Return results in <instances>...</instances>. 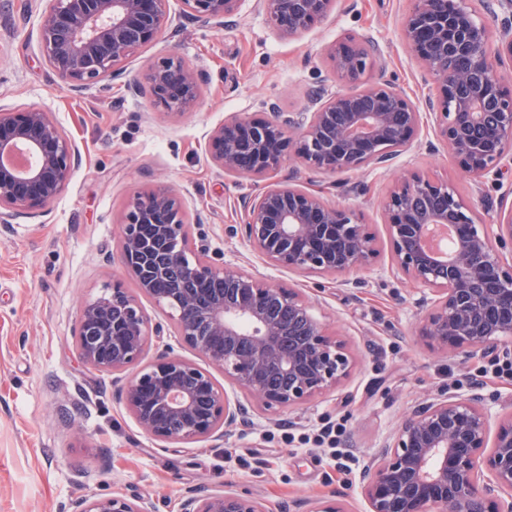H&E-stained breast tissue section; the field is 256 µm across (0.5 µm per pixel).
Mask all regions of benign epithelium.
Wrapping results in <instances>:
<instances>
[{
	"label": "benign epithelium",
	"mask_w": 512,
	"mask_h": 512,
	"mask_svg": "<svg viewBox=\"0 0 512 512\" xmlns=\"http://www.w3.org/2000/svg\"><path fill=\"white\" fill-rule=\"evenodd\" d=\"M169 0H45L41 55L73 89L110 81L137 50L172 25ZM184 16L222 25L246 0H182ZM272 29L295 37L322 22L336 0H256ZM497 29L467 0H413L404 39L438 89L434 131L469 175L475 191L512 168V86L495 64L512 59V0H489ZM348 86L312 87L304 107L261 103L260 117L229 115L205 134L210 160L224 174L267 180L290 155L308 168L336 173L381 168L412 145L422 113L389 83L373 82L378 47L369 37L327 53ZM151 96L176 113L198 102L197 75L175 53L151 68ZM77 161L71 139L50 113L0 106V224L20 211H46ZM391 270L421 287L418 341L467 363H512V212L477 219L448 182L412 174L383 204ZM453 230L450 252L437 240ZM241 235L266 262L299 274L346 275L377 255L360 214L290 185H268L244 201ZM121 263L137 289L171 310L178 336L224 371L233 394L211 375L165 349L140 366L152 326L124 285L115 282L81 309L80 358L99 372L123 373L117 395L137 425L162 443L239 435L255 407L296 409L330 393L354 359L329 335L307 302L189 246L181 200L170 191L135 194L122 217ZM474 381L465 393L426 397L410 407L391 440L359 475L368 512H512V411L492 412ZM73 512H150L120 492L84 498ZM180 512H265L236 492H187Z\"/></svg>",
	"instance_id": "1"
}]
</instances>
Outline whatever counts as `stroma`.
<instances>
[{
	"mask_svg": "<svg viewBox=\"0 0 512 512\" xmlns=\"http://www.w3.org/2000/svg\"><path fill=\"white\" fill-rule=\"evenodd\" d=\"M410 7L411 0H338L327 19L286 38L253 0L221 26L182 18L181 0H169L170 14L182 19L178 30L131 55L112 81L73 90L40 54L42 0H0V105L47 110L78 154L69 184L47 211H22L0 224V512H71L78 498L115 491L143 499L153 512H179L186 492L227 490L258 498L266 512H300V503L331 495L346 512H366L359 473L416 400L465 392L478 378L498 396V412L512 411L511 369L492 376L486 361L462 365L414 345L421 292L388 268L381 203L401 175L451 183L482 216L512 210V171L475 192L436 138L429 105L436 88L403 35ZM363 37L380 53L373 80L410 99L425 115L424 128L389 167L320 174L288 158L274 180L356 209L379 254L343 282L276 268L225 234L240 223L243 198L262 185L224 175L207 156L204 134L228 113L258 114L262 101L298 111L312 86L339 89L324 53ZM173 52L200 78V102L183 114L156 105L147 83L152 65ZM164 189L183 201L191 247L208 245L247 272L296 289L346 342L356 363L336 391L300 409L258 412L242 436L163 447L118 400L112 374L82 364V303L116 281L136 290L119 262L124 207L136 193ZM139 302L150 324L164 327L146 359L172 348L225 387L223 372L177 336L168 309L144 296ZM327 424L352 460L349 474H338L328 447L314 441Z\"/></svg>",
	"mask_w": 512,
	"mask_h": 512,
	"instance_id": "obj_1",
	"label": "stroma"
}]
</instances>
